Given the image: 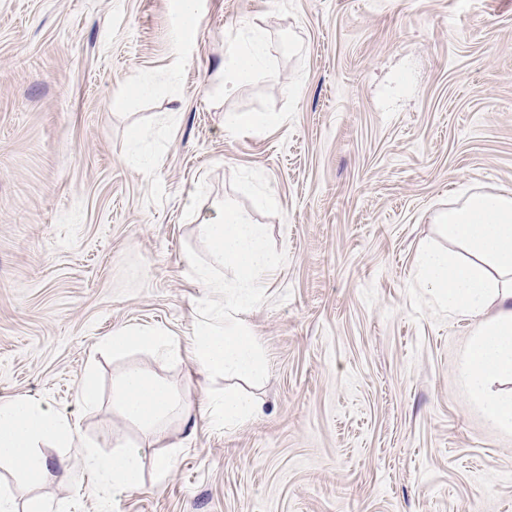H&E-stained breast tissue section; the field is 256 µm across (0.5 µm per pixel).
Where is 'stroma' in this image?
Listing matches in <instances>:
<instances>
[{
	"instance_id": "obj_1",
	"label": "stroma",
	"mask_w": 512,
	"mask_h": 512,
	"mask_svg": "<svg viewBox=\"0 0 512 512\" xmlns=\"http://www.w3.org/2000/svg\"><path fill=\"white\" fill-rule=\"evenodd\" d=\"M253 23L271 71L225 95ZM248 112L281 122L227 135ZM263 189L277 210L254 209ZM464 190L512 193V0H0V399L40 400L103 453L143 440L112 405L127 366L198 413L137 490L51 447L54 478L0 485L64 512H512V432L458 370L475 323L415 273ZM225 198L287 261L240 316L269 359L263 413L216 431L202 403L237 380L192 361L207 289L185 249ZM129 326L179 353L102 347Z\"/></svg>"
}]
</instances>
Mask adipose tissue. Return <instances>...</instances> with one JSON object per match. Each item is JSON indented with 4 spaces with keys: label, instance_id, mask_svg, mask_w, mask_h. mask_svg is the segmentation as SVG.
I'll use <instances>...</instances> for the list:
<instances>
[{
    "label": "adipose tissue",
    "instance_id": "adipose-tissue-1",
    "mask_svg": "<svg viewBox=\"0 0 512 512\" xmlns=\"http://www.w3.org/2000/svg\"><path fill=\"white\" fill-rule=\"evenodd\" d=\"M267 67V42L254 26L234 55L225 91ZM442 235L460 246V253L422 249L416 273L449 311L474 319L476 330L463 356L460 373L470 399L498 428L512 432V194L465 192L448 210L436 216ZM106 347L122 353L133 347L173 354L178 346L157 330L122 329L105 339ZM112 403L128 422L146 435L157 436L170 416H178L188 432L197 421L185 403L165 382L130 367L114 380ZM80 448L84 468L116 491L140 488L144 483V444L123 445L103 455L79 446L75 427L35 399L0 400V465L30 484L52 476L42 447Z\"/></svg>",
    "mask_w": 512,
    "mask_h": 512
}]
</instances>
